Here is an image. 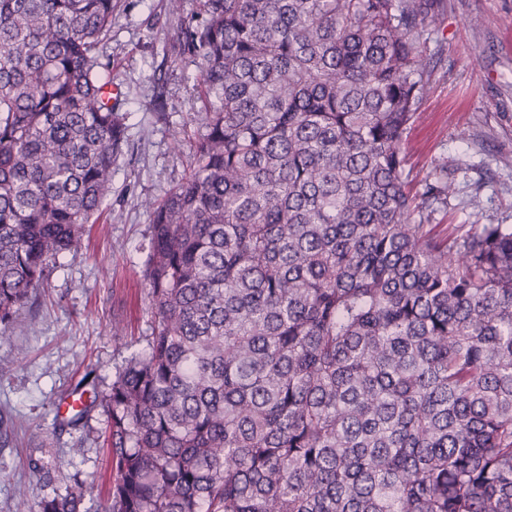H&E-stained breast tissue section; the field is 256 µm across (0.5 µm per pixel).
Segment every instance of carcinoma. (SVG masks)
<instances>
[{
  "instance_id": "carcinoma-1",
  "label": "carcinoma",
  "mask_w": 512,
  "mask_h": 512,
  "mask_svg": "<svg viewBox=\"0 0 512 512\" xmlns=\"http://www.w3.org/2000/svg\"><path fill=\"white\" fill-rule=\"evenodd\" d=\"M447 0H202L205 133L152 210L151 335L91 405L104 512H512V225L436 241L402 145ZM114 0H0V332L75 256L126 114ZM75 480L14 512H91Z\"/></svg>"
}]
</instances>
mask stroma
I'll return each instance as SVG.
<instances>
[{"instance_id": "1", "label": "stroma", "mask_w": 512, "mask_h": 512, "mask_svg": "<svg viewBox=\"0 0 512 512\" xmlns=\"http://www.w3.org/2000/svg\"><path fill=\"white\" fill-rule=\"evenodd\" d=\"M447 2L429 30L431 78L403 148L411 192L422 191L434 169L448 171V193L429 220L440 240L464 224H512V165L502 162L512 157V0ZM200 11L201 0H185L178 15L167 0H115L102 51L122 90L127 139L112 194L87 225L81 252L60 258L19 326L0 337V359L16 363L0 377V512H13L21 496L37 502L76 476L94 502L108 497L116 471L102 409L76 428L56 425V411L87 372L107 390L151 333L147 205L181 181L190 141L204 131L190 116L196 70L178 50L182 27ZM44 447L54 452L52 467L38 473L29 459ZM77 448L83 457L74 456Z\"/></svg>"}]
</instances>
